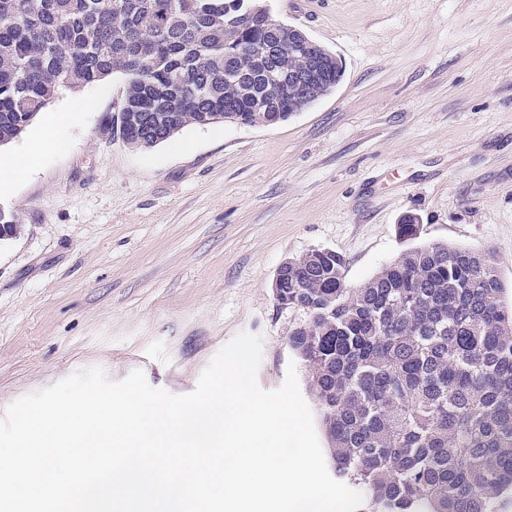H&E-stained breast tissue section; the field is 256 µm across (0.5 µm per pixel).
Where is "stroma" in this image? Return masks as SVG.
<instances>
[{
    "mask_svg": "<svg viewBox=\"0 0 512 512\" xmlns=\"http://www.w3.org/2000/svg\"><path fill=\"white\" fill-rule=\"evenodd\" d=\"M336 54L328 95L266 126H189L149 148L112 123L115 73L50 103L93 106L0 194V412L74 372L135 370L194 390L237 334L263 338L257 382L280 387L303 311L278 305L281 264L340 253L356 287L420 239L492 252L512 304V0H265Z\"/></svg>",
    "mask_w": 512,
    "mask_h": 512,
    "instance_id": "35a3bbf8",
    "label": "stroma"
}]
</instances>
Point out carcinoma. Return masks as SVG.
Instances as JSON below:
<instances>
[{
    "mask_svg": "<svg viewBox=\"0 0 512 512\" xmlns=\"http://www.w3.org/2000/svg\"><path fill=\"white\" fill-rule=\"evenodd\" d=\"M253 0H0V146L63 90L126 76L119 132L152 147L192 125H271L298 106ZM281 74L280 89L266 79ZM358 287L344 257L306 253L272 282L305 312L309 367L338 478L371 512H498L512 493V306L491 253L418 243Z\"/></svg>",
    "mask_w": 512,
    "mask_h": 512,
    "instance_id": "obj_1",
    "label": "carcinoma"
}]
</instances>
